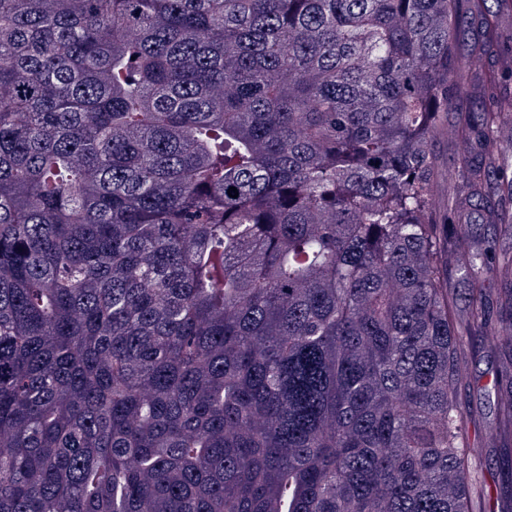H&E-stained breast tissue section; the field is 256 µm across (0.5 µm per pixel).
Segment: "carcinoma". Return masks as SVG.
<instances>
[{"label": "carcinoma", "mask_w": 512, "mask_h": 512, "mask_svg": "<svg viewBox=\"0 0 512 512\" xmlns=\"http://www.w3.org/2000/svg\"><path fill=\"white\" fill-rule=\"evenodd\" d=\"M511 12L0 0V512H474L461 347L494 331L512 437V257L432 207L431 142L478 98L448 177L501 170L512 89L454 44L512 75Z\"/></svg>", "instance_id": "carcinoma-1"}]
</instances>
